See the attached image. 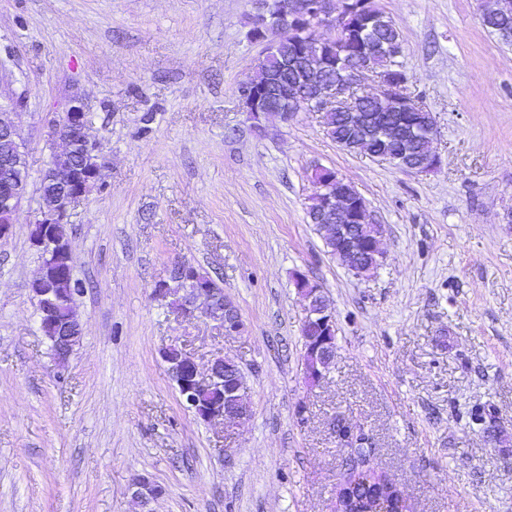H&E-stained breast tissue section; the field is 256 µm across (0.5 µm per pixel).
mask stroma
<instances>
[{
  "label": "stroma",
  "instance_id": "stroma-1",
  "mask_svg": "<svg viewBox=\"0 0 512 512\" xmlns=\"http://www.w3.org/2000/svg\"><path fill=\"white\" fill-rule=\"evenodd\" d=\"M376 3L436 118L442 165L426 174L342 149L316 112L252 130L238 88L262 51L253 0H0V92L29 173L0 241V512H138L140 476L166 490L154 512H334L340 423L365 433L409 512H512V45L478 0ZM76 97L108 166L69 216L84 337L59 369L27 288L28 229L49 126ZM317 166L384 226L370 278L307 222ZM176 260L222 280L240 334L155 298ZM297 271L336 319L314 386ZM172 342L203 368L238 363L251 417L187 412L159 354Z\"/></svg>",
  "mask_w": 512,
  "mask_h": 512
}]
</instances>
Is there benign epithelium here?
I'll use <instances>...</instances> for the list:
<instances>
[{
  "instance_id": "1",
  "label": "benign epithelium",
  "mask_w": 512,
  "mask_h": 512,
  "mask_svg": "<svg viewBox=\"0 0 512 512\" xmlns=\"http://www.w3.org/2000/svg\"><path fill=\"white\" fill-rule=\"evenodd\" d=\"M254 4L261 20H271L274 29L287 35L313 25L325 30L327 36L323 41L332 44L354 31L362 46L359 56H345L334 71L328 68L326 56L319 54L311 40L283 63V69L295 75L289 83L284 84L272 75L260 84L252 77L242 82L240 105L257 129H263V121L271 115L288 121L312 105L323 114L338 109L345 118L348 141L400 144L395 154H375L373 158L416 174L428 173L440 165L441 157L434 147L437 128L419 123L417 116L422 105L405 90L408 75L403 72L397 78L372 69L369 63L374 55L395 58L402 54L398 38L383 36L390 29L386 15L371 16L358 29L352 0H281L273 11L269 10V0H254ZM480 20L493 34L511 33L512 0H483ZM333 71L334 77L330 76ZM368 79L377 83L378 92L362 93L367 107H356L355 89ZM16 117L15 104H0V144L4 145V151H0V240L12 235L15 214L27 190V161L18 141ZM49 137L60 142L63 149L49 156L41 178L40 207L30 222L29 242L39 254V265L29 281V291L37 306L40 329L50 330L47 340L54 362L63 367L80 346L84 333L75 311V293L66 287L75 258L64 228L69 225L71 209L99 187L105 158L88 136L87 113L77 98L70 101L60 118L51 122ZM419 142L427 143L426 152L415 153ZM316 170L330 178L311 180L321 206L309 215L310 223L318 225L329 241L350 255L356 266L367 257H383L382 226H377L369 237L358 231L361 224L375 223L366 199L355 185L337 173L322 166ZM168 272L178 287L172 289L161 280L155 285L154 295L182 293L175 308L179 316L191 320L202 315L216 320L226 335L241 329L238 308L224 300V294L211 281L200 280L192 262L173 263ZM295 279L307 297L302 335L314 355L307 378L318 381L329 371L335 356L336 319L317 283L301 273ZM160 355L177 385L183 406L196 418L206 423L237 425L251 416L244 373L238 364L217 357L203 372L176 343L163 347ZM129 490L145 506L164 493L161 485L145 476L136 478Z\"/></svg>"
}]
</instances>
